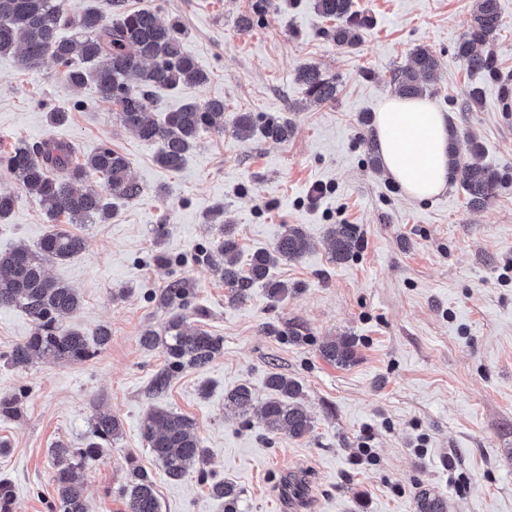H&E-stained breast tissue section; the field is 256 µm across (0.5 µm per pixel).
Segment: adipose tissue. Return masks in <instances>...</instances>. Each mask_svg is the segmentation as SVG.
Segmentation results:
<instances>
[{"label": "adipose tissue", "mask_w": 512, "mask_h": 512, "mask_svg": "<svg viewBox=\"0 0 512 512\" xmlns=\"http://www.w3.org/2000/svg\"><path fill=\"white\" fill-rule=\"evenodd\" d=\"M374 126L385 173L405 196L424 201L448 187V115L425 98L391 95Z\"/></svg>", "instance_id": "ef3b65f1"}]
</instances>
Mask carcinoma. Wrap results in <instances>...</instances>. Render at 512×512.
Returning <instances> with one entry per match:
<instances>
[{"label": "carcinoma", "instance_id": "carcinoma-1", "mask_svg": "<svg viewBox=\"0 0 512 512\" xmlns=\"http://www.w3.org/2000/svg\"><path fill=\"white\" fill-rule=\"evenodd\" d=\"M321 17L336 22L331 37L341 48L351 49L361 42L366 20L352 10V0H315ZM502 26L498 0H474L470 25L457 43V56L468 71L490 79H500L494 56L477 50L490 46ZM66 27L75 30L60 36ZM182 30L176 21L165 23L153 10L141 8L124 11L115 21L105 19L92 7L76 10L72 0H0V55L13 54L25 68H33L51 58L66 68L67 80L76 87L90 86L97 102L112 107L123 127L140 140L157 143L158 162L171 171L180 170L200 134L224 131V101L212 99L200 106L187 102L164 114L151 117L152 96L159 88L180 84H202L207 75L198 63L182 51ZM439 62L425 47L413 51V64L392 75L396 93L419 97L426 93L425 82L432 79ZM306 95L317 104L336 99V81L326 77L315 65H303L295 74ZM234 136L245 142L256 134L274 142H284L293 133L292 124L278 117L260 119L251 112H240L233 119ZM449 164L452 176L465 193L472 208L488 205L496 193L497 175L479 161H465L458 148L456 130L450 131ZM0 171L20 182L36 195L50 230L31 248L15 244L0 251V306L20 307L33 321V332L17 343L7 361L16 368H26L36 358L81 362L92 358L107 346L112 332L106 325L92 331L93 339L67 324L81 306L78 292L55 280L46 270L50 262L67 261L81 254L84 239L67 224L106 223L115 215V206L134 200L140 186L130 176L126 157L108 145L82 160L73 159L70 145L53 139L28 144L21 142L0 157ZM102 176L108 196L79 190L75 184L89 174ZM332 258L349 260L361 245L357 228L339 224L328 231ZM308 249L302 230L286 227L272 249L255 251L247 266L240 265L239 249L231 226L223 232L206 257L224 280L228 299L243 303L255 284L267 288L274 302L288 298V283L276 280L271 268L281 260H297ZM187 288L175 282L164 289L161 301L173 313L161 331L147 329L141 342L148 347H162L168 369L156 378V385L167 382L168 370L185 366H204L223 349V340L206 330L188 331L183 313ZM321 356L338 366L354 358V342L349 337L327 341L320 346ZM273 392L263 405L259 424L270 434L285 432L303 438L313 432L314 424L307 407L300 400V385L280 373L268 377ZM252 391L240 386L227 396L239 408L251 403ZM95 440L83 448L63 443L49 449L55 470L56 512H89L83 485L76 471L97 463L108 445L122 435V423L112 414L95 416ZM141 435L151 453L174 480L187 476L192 466L205 463L196 425L190 419L163 409L149 411L141 424ZM212 494L224 498L225 512H237L239 492L227 482L211 486ZM14 491L11 483L0 479V512H13ZM123 512H160V504L151 478L134 471L125 488ZM417 512H446L442 497L423 489L416 497Z\"/></svg>", "mask_w": 512, "mask_h": 512}]
</instances>
